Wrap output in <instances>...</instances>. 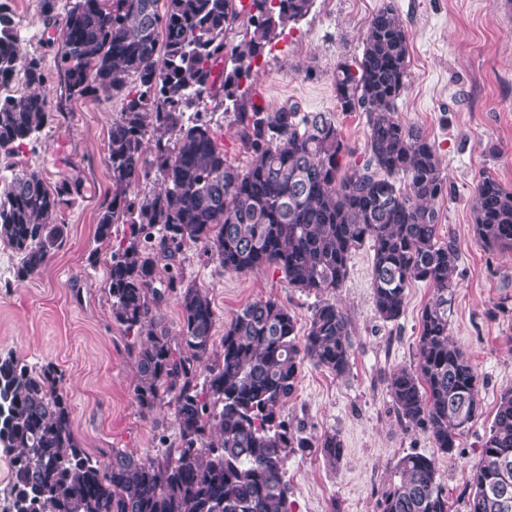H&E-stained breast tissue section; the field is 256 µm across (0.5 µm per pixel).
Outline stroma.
<instances>
[{"label":"stroma","mask_w":512,"mask_h":512,"mask_svg":"<svg viewBox=\"0 0 512 512\" xmlns=\"http://www.w3.org/2000/svg\"><path fill=\"white\" fill-rule=\"evenodd\" d=\"M392 4L409 39L410 78L395 101L399 118L417 126L444 159L448 194L436 208L441 238H452L459 259L449 316L452 341L472 358L480 375V414L459 439L454 456L437 453L422 427L397 416L387 390L392 369L418 358L419 319L432 291L421 281L406 290L403 315L385 323L371 302L373 249L358 248L336 300L351 321L350 371L339 377L304 363L293 397L282 409L291 427L317 440L337 433L338 467L316 450L286 463L289 512H380L382 493L398 476L395 464L411 452L435 456L452 512H466V485L480 459L501 392L512 387V252H488L474 236L473 188L489 174L512 188V0H313L308 14L289 23L266 47L259 68L244 81L245 105L273 109L299 103L305 112L334 113L351 151L347 164L366 156L367 125L360 112L337 107L333 75L362 54L361 35L375 12ZM21 55L42 60L52 110L37 140L6 164L40 171L50 187L68 185L57 212L66 227L62 246L39 274L20 281L12 253L0 246V353L30 363L50 361L66 374L74 433L100 461L113 449L156 455L177 445L173 410L145 412L136 404V364L124 328L112 318L106 260L90 263L98 214L115 188L105 155L121 97L68 96L59 67L60 43H47L41 0H0ZM201 108L226 159L249 161L236 135L233 111L217 99ZM178 269L185 282L205 288L216 313L214 332L246 304L272 298L286 305L306 331L315 295L289 287L280 270L263 267L227 273L199 245L184 244Z\"/></svg>","instance_id":"1"}]
</instances>
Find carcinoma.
Listing matches in <instances>:
<instances>
[{"instance_id": "cac0c4a2", "label": "carcinoma", "mask_w": 512, "mask_h": 512, "mask_svg": "<svg viewBox=\"0 0 512 512\" xmlns=\"http://www.w3.org/2000/svg\"><path fill=\"white\" fill-rule=\"evenodd\" d=\"M313 0H42L45 26L58 32L70 95L123 96L112 121L106 163L116 191L99 213L96 239L109 248L112 225H129L124 247L110 252L112 315L135 333V400L151 411L174 406L179 443L156 457L114 448L102 465L72 429L65 373L48 361L31 365L0 355V452L11 479L5 512H288L285 463L295 449L316 447L331 465L343 444L336 433L310 443L281 419L304 361L341 377L349 372L351 324L327 299L346 280L353 252L372 242V304L397 320L410 282L432 288L420 321L416 367H398L387 387L399 418L429 431L453 455L479 414L480 378L448 336L453 240L439 237L436 202L447 192L437 148L404 123L395 100L408 80V32L392 5L378 10L362 36L356 67L336 66L343 112H363L366 159L343 169L345 144L326 112L298 103L252 105L236 113V134L251 157L228 162L199 116L203 96L234 100L277 32L303 18ZM248 15L250 29L234 39ZM235 67L225 68V57ZM23 73L28 92L0 95V155L19 154L48 120L42 60L19 53L9 16L0 11V88ZM152 143V158L145 144ZM160 191L133 192L151 175ZM66 188L50 190L36 170L0 187V243L18 258L15 277L39 273L61 246L66 227L53 217ZM475 235L490 252L512 250V189L491 176L475 187ZM199 244L224 271L264 266L288 285L325 296L303 339L297 320L274 299L243 307L215 346L209 293L184 283L174 263L186 243ZM175 296L173 331L157 307ZM466 401L463 411L453 408ZM512 463V388L497 403L471 474L468 512L504 510L493 496L497 462ZM399 481L380 512H451L433 457L411 452L395 466Z\"/></svg>"}]
</instances>
